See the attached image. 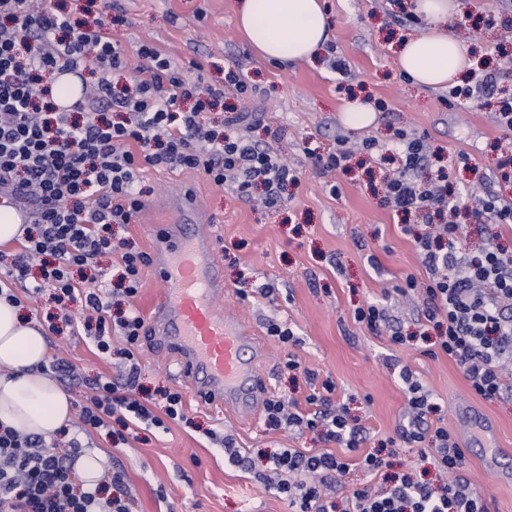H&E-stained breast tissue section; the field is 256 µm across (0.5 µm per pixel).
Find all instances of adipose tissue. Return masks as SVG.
I'll return each instance as SVG.
<instances>
[{
	"instance_id": "ef3b65f1",
	"label": "adipose tissue",
	"mask_w": 512,
	"mask_h": 512,
	"mask_svg": "<svg viewBox=\"0 0 512 512\" xmlns=\"http://www.w3.org/2000/svg\"><path fill=\"white\" fill-rule=\"evenodd\" d=\"M239 25L266 62L310 60L324 47L327 17L319 0H239ZM459 0H416L427 26L396 50L402 71L418 86L458 83L472 67L462 43L444 28ZM47 347L41 329L25 324L16 305L0 298V423L22 434L48 435L71 419L69 394L39 373Z\"/></svg>"
}]
</instances>
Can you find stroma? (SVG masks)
<instances>
[{"label": "stroma", "mask_w": 512, "mask_h": 512, "mask_svg": "<svg viewBox=\"0 0 512 512\" xmlns=\"http://www.w3.org/2000/svg\"><path fill=\"white\" fill-rule=\"evenodd\" d=\"M410 2L321 0L330 39L318 61L274 65L259 59L245 42L238 0H111L107 11L100 0H58L75 22L106 13L110 34L128 57H135L141 44L153 45L170 59L193 100L206 99L209 87L223 85L222 104L201 112L200 123L219 129L231 111L245 113L258 121L253 137L295 169L297 181L286 189V205L266 208L213 185L201 171L146 166L137 173L140 216L166 219L167 197L195 186L219 221L224 303L261 333L271 394L304 397L309 387L303 373L311 371L317 382L334 384L332 404L345 406L349 418L367 430L358 451L351 452L323 443L314 432L271 429L260 413L236 421L223 405L184 393V420L153 432L148 440H137L133 429L123 443L102 431L82 438L86 450L102 454L108 467L124 470L134 512H292L287 500L255 477L265 465L261 451L277 448L326 450L344 457L350 468L336 482L340 503L353 488L382 484V476L359 464L363 454L380 448L395 449L388 459L391 471H424L429 480H437V470H426L417 448L398 440L410 418L399 376L404 368L439 406L427 415L429 425L444 426L454 437L464 433L455 412L461 404L494 424L488 446L465 447V475L488 512H512V399H482L454 361L443 354L425 355L423 344L413 338L418 310L396 301V286L411 274L425 282L426 273L402 215L383 203L391 163L358 151L349 172L321 170L320 159L335 149L337 137L357 143L369 138L379 149L394 152L403 131L441 151L461 206L485 191L512 199V179H502L497 170L502 146L512 135L498 127L492 97L453 108L444 103L447 90L414 87L398 69L392 42L421 27L408 17ZM448 32L482 59L497 58L500 44H512V9L502 0H464L461 15L449 18ZM333 56L345 60L348 76L331 69ZM230 69L243 70L249 91L225 84ZM359 90L385 101L387 109L377 112L374 126L352 130L343 125L341 108ZM461 151L471 155L472 168L457 164ZM262 285L271 286L270 295L258 294ZM12 289L21 300L23 320L42 328L49 360L67 361L79 371V378L64 386L73 407H81L86 384L97 375L122 379L120 360L103 358L93 337L56 322L58 308L48 295L31 297L17 283ZM370 304L386 307L404 343H392L389 331L376 334L356 321V311ZM271 322L292 327L297 343L268 335ZM291 358L299 363L300 376L286 369ZM138 359L140 399L151 401L158 390L177 387L176 363L166 353L146 342ZM228 439L250 456V469L225 463ZM491 456L508 465L507 474L496 477L487 471L484 463Z\"/></svg>", "instance_id": "stroma-1"}]
</instances>
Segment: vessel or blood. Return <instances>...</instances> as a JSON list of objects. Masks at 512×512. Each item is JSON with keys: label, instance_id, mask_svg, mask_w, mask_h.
Returning a JSON list of instances; mask_svg holds the SVG:
<instances>
[{"label": "vessel or blood", "instance_id": "vessel-or-blood-1", "mask_svg": "<svg viewBox=\"0 0 512 512\" xmlns=\"http://www.w3.org/2000/svg\"><path fill=\"white\" fill-rule=\"evenodd\" d=\"M169 204L178 220L151 240L155 279L163 286L149 314L155 343L174 356L178 380L198 398L251 416L268 392L258 366L260 344L218 305L224 277L212 220L197 193L182 192Z\"/></svg>", "mask_w": 512, "mask_h": 512}]
</instances>
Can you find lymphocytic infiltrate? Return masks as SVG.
<instances>
[{"label": "lymphocytic infiltrate", "mask_w": 512, "mask_h": 512, "mask_svg": "<svg viewBox=\"0 0 512 512\" xmlns=\"http://www.w3.org/2000/svg\"><path fill=\"white\" fill-rule=\"evenodd\" d=\"M142 78L116 87L112 74L127 60L112 40L102 18L73 31L69 19L34 0H0V196L28 213L20 253L12 255L9 273L31 282L33 293L50 289L60 305L78 304L80 314L69 325L95 333L98 352L114 353L107 334L117 325L125 346L119 353L128 366L123 383L97 378L89 384L80 412L83 426L108 429L145 425L162 429L184 418L181 391H161L162 415L141 402L137 354L145 321L131 301L143 286L149 256L127 242L113 241L110 227L130 223L141 208L136 185L142 165H175L200 169L218 187L233 185L250 199L255 184L266 190L267 206L282 204V191L294 180L282 157L253 140L248 127H204L197 112L182 110L187 90L170 61L151 45L138 50ZM82 76L85 92L72 108L54 100L45 75ZM121 120H114V113ZM402 148L390 155L394 172L385 201L395 210L426 225L415 246L428 281L421 316L439 331L438 351L461 367L474 392L487 400L512 398V378L503 365L512 359V252L497 246L469 251L460 243L459 209L448 187L445 168H437L427 184L416 180L428 167L431 153L424 141L400 134ZM118 255L121 287H113L98 257ZM39 279H31L32 268ZM127 306L113 316L112 305ZM408 381L411 422L402 429L404 443L433 441L438 467L447 479L439 486L405 474L383 490L356 488L346 497L347 512H487L462 471L464 453L447 428L428 429V398ZM334 386L309 393L301 408H289L285 397L266 400L270 427L291 426L319 432L323 441L356 450L365 429L349 424L344 407H332ZM78 440L58 448L40 436H21L0 424V512H131L121 491L122 472L111 487H84L73 481L72 459ZM266 469L277 477L276 493L294 512H336L322 487L349 468L346 459L329 451L283 448L267 454Z\"/></svg>", "instance_id": "f902f5d3"}]
</instances>
